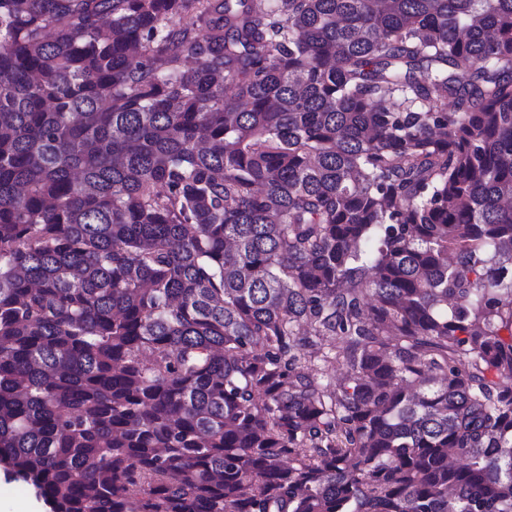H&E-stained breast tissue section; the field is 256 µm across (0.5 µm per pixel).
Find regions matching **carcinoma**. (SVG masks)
<instances>
[{
  "label": "carcinoma",
  "instance_id": "cac0c4a2",
  "mask_svg": "<svg viewBox=\"0 0 512 512\" xmlns=\"http://www.w3.org/2000/svg\"><path fill=\"white\" fill-rule=\"evenodd\" d=\"M510 269L512 0H0L48 512H512Z\"/></svg>",
  "mask_w": 512,
  "mask_h": 512
}]
</instances>
